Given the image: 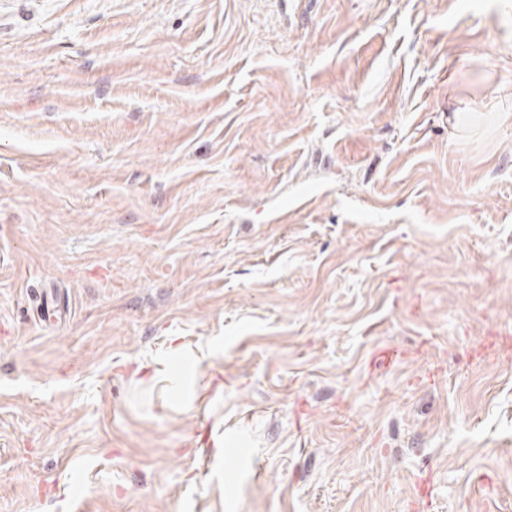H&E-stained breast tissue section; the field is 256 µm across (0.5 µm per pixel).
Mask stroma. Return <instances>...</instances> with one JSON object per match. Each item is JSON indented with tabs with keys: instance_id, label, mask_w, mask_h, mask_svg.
<instances>
[{
	"instance_id": "obj_1",
	"label": "stroma",
	"mask_w": 512,
	"mask_h": 512,
	"mask_svg": "<svg viewBox=\"0 0 512 512\" xmlns=\"http://www.w3.org/2000/svg\"><path fill=\"white\" fill-rule=\"evenodd\" d=\"M0 512H512V0H0Z\"/></svg>"
}]
</instances>
